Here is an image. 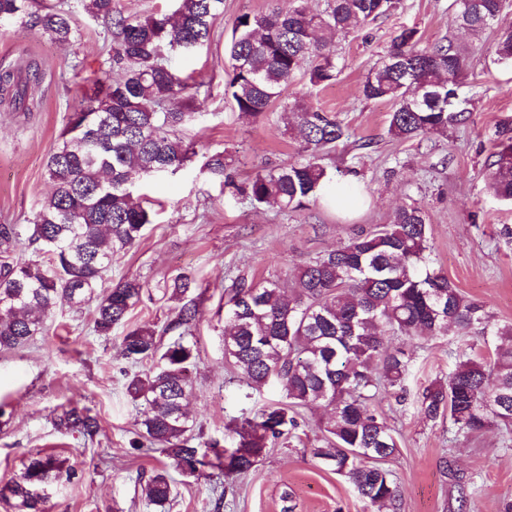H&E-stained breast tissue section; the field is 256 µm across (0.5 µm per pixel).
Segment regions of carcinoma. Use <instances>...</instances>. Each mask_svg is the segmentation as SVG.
<instances>
[{"label": "carcinoma", "mask_w": 512, "mask_h": 512, "mask_svg": "<svg viewBox=\"0 0 512 512\" xmlns=\"http://www.w3.org/2000/svg\"><path fill=\"white\" fill-rule=\"evenodd\" d=\"M312 13L304 0H289L286 10L236 18L227 47L230 68L226 92L238 111L257 117L279 99L302 65L313 86L336 80L333 41L397 8L398 0H326ZM506 0H466L456 4L460 26L478 40L499 19ZM94 17L112 36L108 58L92 96L69 115L48 158L54 190L28 224L0 225V351L18 349L44 334L55 307L94 304L93 329L99 336L125 324L142 298L136 278L104 287L112 255L134 246L151 223L145 197L134 189L140 177L174 174L190 160L192 148L179 135L195 120L200 87H190L164 52L188 53L206 44L224 0H179L170 16L133 19L114 0H90ZM0 24L18 30L38 28L68 43L75 37L67 11L40 8L38 0H0ZM496 55L512 60V27L500 31ZM123 75L112 78V68ZM468 67L466 54L452 43L418 47L417 30L401 28L383 61L368 73L363 94L393 104L389 131L413 139L464 126L470 112L458 107L457 88ZM25 81L12 65L0 66V98L22 103L42 80L35 62L25 65ZM185 107L173 109L177 99ZM285 111L305 144L307 158L257 173L245 193L253 205L276 201L299 209L316 198L331 179L324 152L348 137L336 116L301 101ZM494 160L488 165L492 194L512 202V122L495 132ZM203 171L224 180V153L206 156ZM47 259L14 256L22 243ZM428 224L421 208L398 209L389 224L361 232L345 244L305 264L299 291L288 294L277 281L240 278L224 290V358L239 381L259 390L275 381L287 402L259 410L227 426L230 446L218 441L202 449L192 443L186 408L194 345L183 341L197 315L184 301L196 280L179 273L167 284L182 302L158 331L142 324L127 331L122 347L133 364L156 361L146 373L127 376L126 392L141 407L137 451H161L186 477L209 469L227 477L247 473L268 445L299 427L295 409L323 407L330 413L321 446L313 456L345 477L366 504L395 506L398 489L384 463L399 453L394 431L373 407L381 392L406 398L410 359L384 347L387 335L434 338L453 328L460 336L491 337L493 357L479 362L463 352L444 380L418 396L420 414L448 421L458 433L474 434L495 419L512 426V327L494 322L486 306L465 298L442 271L430 266ZM177 333L164 345L163 333ZM56 425L93 438L95 418L72 408ZM64 463L36 455L15 481L0 487V498L14 512H45L41 490L58 482ZM167 468L150 476L149 504L165 509L173 493Z\"/></svg>", "instance_id": "carcinoma-1"}]
</instances>
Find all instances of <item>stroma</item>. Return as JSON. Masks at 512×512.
I'll return each mask as SVG.
<instances>
[{
	"label": "stroma",
	"instance_id": "1",
	"mask_svg": "<svg viewBox=\"0 0 512 512\" xmlns=\"http://www.w3.org/2000/svg\"><path fill=\"white\" fill-rule=\"evenodd\" d=\"M47 2L69 12L74 42H56L37 29L18 35L0 27V63L34 59L44 71L29 111L0 102V224L27 223L49 197V150L74 105L93 88L110 49L103 22L88 10L90 0ZM453 3L399 0L395 11L336 38L335 82L314 87L298 72L280 102L257 118L238 112L224 93L225 45L238 16L271 12L285 0H224L209 43L172 58L175 70L202 85L205 102L196 121L181 131L194 153L176 174L141 187L153 222L137 244L113 254L105 280L143 282L142 300L127 326L160 329L179 306L167 293L169 279L179 273L196 278L191 295L198 315L190 341L197 358L187 410L198 442L223 440L226 422L283 398L275 383L258 391L242 385L225 361L219 308L225 287L238 277L295 284L300 266L363 229L390 223L400 207L424 212L434 266L464 295L484 303L495 322L512 326V243L499 235L502 225H512V203L497 200L486 180L496 126L512 119V62L495 54L498 28L512 27V6L498 28L475 43L457 25ZM402 26L417 29L425 46L447 39L468 47L469 68L458 90L461 107L471 113L467 125L401 139L389 131L391 103L363 96L369 69L387 54ZM297 98L334 113L350 131L324 162L358 179L364 203L351 216L320 202L301 210L255 207L241 193L254 173L304 159L283 110ZM216 151L225 156L231 184L201 170L204 155ZM92 319V307L58 306L44 335L0 351V485L18 477L36 454L51 453L71 477L49 489L46 512H155L143 488L168 459L131 446L138 409L125 387L130 365L121 343L127 326L99 336ZM458 341L453 332L408 343L399 336L385 339L388 346H405L412 358L407 399L386 393L375 403L399 441L400 452L388 463L400 494L396 512H462L465 489L473 495L463 512H504L512 504V433L494 424L474 435L458 434L418 410V392L453 368ZM73 407L97 418L94 438L55 428V419ZM327 418L324 408L301 409L295 436L270 445L246 475L228 479L215 469L199 480L175 476L166 512H371L347 479L312 454Z\"/></svg>",
	"mask_w": 512,
	"mask_h": 512
}]
</instances>
